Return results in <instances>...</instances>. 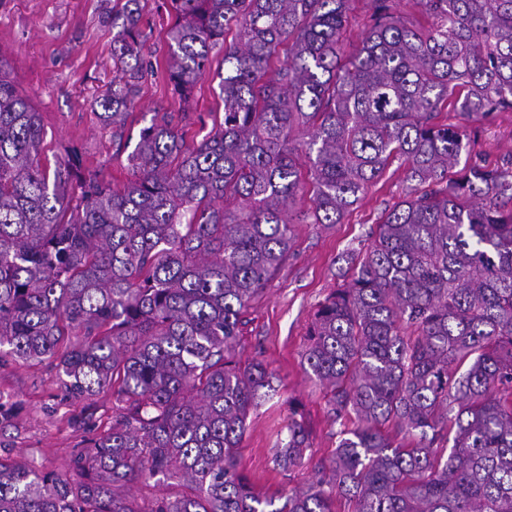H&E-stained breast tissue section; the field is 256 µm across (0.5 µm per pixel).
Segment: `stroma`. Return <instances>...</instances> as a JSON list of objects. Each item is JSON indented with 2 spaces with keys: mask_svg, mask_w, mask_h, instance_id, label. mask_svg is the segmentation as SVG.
Returning <instances> with one entry per match:
<instances>
[{
  "mask_svg": "<svg viewBox=\"0 0 512 512\" xmlns=\"http://www.w3.org/2000/svg\"><path fill=\"white\" fill-rule=\"evenodd\" d=\"M145 11L154 23L145 55L156 66L126 118L127 129L138 134L155 114L165 112L188 113L196 126L212 129L224 119L217 80L224 69L222 54L212 55L191 96L181 98L167 75L168 10L161 0H148ZM0 56L41 116L44 157L53 160L78 148L85 171L122 188L131 177L128 152L113 143L111 129L97 117V98L113 77L112 0H0ZM468 132L481 160L493 164L512 153V112L469 122ZM405 189L404 170L393 164L341 223L297 225L287 262L251 305L238 358L266 363L279 388L277 396L251 411L236 450L239 470L257 490L307 486L320 459L336 446L339 426L304 360L308 327L319 303L343 285L345 253L365 252L376 224ZM292 401L300 406L311 447L301 465L284 473L274 456L286 436ZM112 403L106 389L87 399L65 396L50 362L0 360V419L5 422L0 448L12 449L40 470L67 472L83 440L76 419L90 410L110 421Z\"/></svg>",
  "mask_w": 512,
  "mask_h": 512,
  "instance_id": "1",
  "label": "stroma"
}]
</instances>
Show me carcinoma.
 <instances>
[{"label":"carcinoma","instance_id":"carcinoma-1","mask_svg":"<svg viewBox=\"0 0 512 512\" xmlns=\"http://www.w3.org/2000/svg\"><path fill=\"white\" fill-rule=\"evenodd\" d=\"M170 0L180 95L224 52V120L142 128L122 189L77 150L43 162L44 129L0 55V358L54 363L89 413L72 474L0 455V512H512V156L472 160L466 123L512 110V0ZM112 141L152 62L141 0L112 4ZM286 46L284 60H274ZM407 191L353 277L319 305L305 361L343 429L307 487L261 494L235 450L273 373L236 358L251 302L295 222L339 224L394 161ZM311 206L292 215L297 196ZM276 465L310 448L289 403ZM181 492L136 507L140 480ZM352 5V19L344 34L343 42V48L347 52L361 43L371 14L370 0H355Z\"/></svg>","mask_w":512,"mask_h":512}]
</instances>
